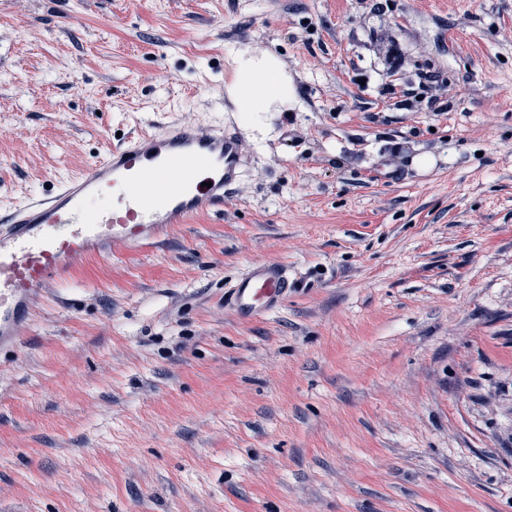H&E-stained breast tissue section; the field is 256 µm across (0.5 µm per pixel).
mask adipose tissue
Segmentation results:
<instances>
[{"instance_id":"obj_1","label":"adipose tissue","mask_w":512,"mask_h":512,"mask_svg":"<svg viewBox=\"0 0 512 512\" xmlns=\"http://www.w3.org/2000/svg\"><path fill=\"white\" fill-rule=\"evenodd\" d=\"M233 93L243 112H264L275 101L287 100L290 89L274 59L240 52Z\"/></svg>"}]
</instances>
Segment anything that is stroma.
<instances>
[{"label":"stroma","mask_w":512,"mask_h":512,"mask_svg":"<svg viewBox=\"0 0 512 512\" xmlns=\"http://www.w3.org/2000/svg\"><path fill=\"white\" fill-rule=\"evenodd\" d=\"M178 123L241 176L38 291L0 512H512V0H0L1 211ZM259 260L299 286L243 320ZM237 78L233 94L238 112H267L275 101H287L291 91L288 81L274 59L237 52Z\"/></svg>","instance_id":"35a3bbf8"}]
</instances>
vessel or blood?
<instances>
[{
  "mask_svg": "<svg viewBox=\"0 0 512 512\" xmlns=\"http://www.w3.org/2000/svg\"><path fill=\"white\" fill-rule=\"evenodd\" d=\"M242 159L239 138L223 127L177 124L129 139L48 197L13 208L0 220V348L17 343L35 287L108 248L151 241L223 208ZM294 286L286 265L255 262L229 284L224 303L249 320L277 309Z\"/></svg>",
  "mask_w": 512,
  "mask_h": 512,
  "instance_id": "1",
  "label": "vessel or blood"
}]
</instances>
